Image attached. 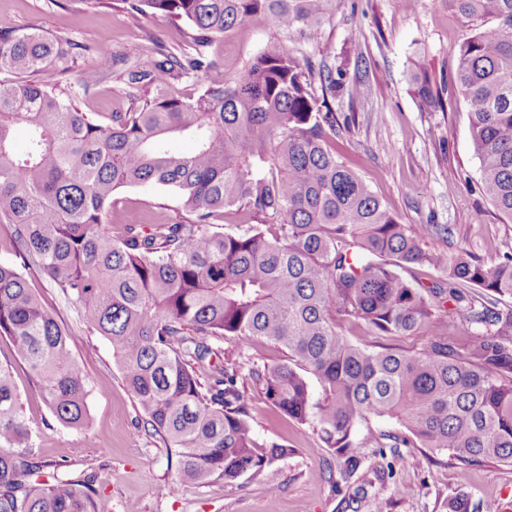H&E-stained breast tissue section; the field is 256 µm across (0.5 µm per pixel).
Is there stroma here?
Instances as JSON below:
<instances>
[{"label": "stroma", "instance_id": "35a3bbf8", "mask_svg": "<svg viewBox=\"0 0 512 512\" xmlns=\"http://www.w3.org/2000/svg\"><path fill=\"white\" fill-rule=\"evenodd\" d=\"M37 31L78 44L94 45L108 37L120 64L98 77L89 92L80 81L96 69L94 56L77 58L70 76L76 101L94 120L135 108L136 98H151L154 86L142 84L125 93L124 59L156 41L176 52L184 46V26L146 15L133 20L107 9H64L59 0H0V28ZM464 24L446 0H338L320 37L311 41L284 34L270 23H251L217 38L208 54L215 70L173 80L170 94L192 98L212 81L232 77L273 42H284L295 56L331 70L341 80L331 98L336 131L329 148L357 172L396 214L401 223L446 224L449 236L426 237L423 247L454 258L463 253L493 262L512 251V218L499 213L480 190L463 98L450 86L455 76ZM426 72L443 99L442 107L423 109L415 96L414 76ZM157 222L185 217L179 197L153 185L119 191L107 221L120 231L133 216ZM31 288L60 323L71 330L75 358L86 377L89 423L72 429L53 421L41 391L8 337L0 336V364L9 367L31 431V451L44 462V476L70 473L95 477V512H446L450 497L467 495L479 512H502L512 504V466L483 463L459 477L449 455L429 461L424 449L355 448L361 460L350 479L330 476L337 463L309 426L288 419L253 386L244 395L253 427L264 438L288 444L293 453L276 463L265 481L245 485L217 482L207 487L180 484L176 494L158 493L175 480L163 440L138 429L142 410L127 387L111 344L80 321L75 302L41 276ZM226 368L250 363L275 364L286 351L257 340L248 347L222 344ZM409 493L400 497L398 486Z\"/></svg>", "mask_w": 512, "mask_h": 512}]
</instances>
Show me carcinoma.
Returning <instances> with one entry per match:
<instances>
[{"instance_id":"1","label":"carcinoma","mask_w":512,"mask_h":512,"mask_svg":"<svg viewBox=\"0 0 512 512\" xmlns=\"http://www.w3.org/2000/svg\"><path fill=\"white\" fill-rule=\"evenodd\" d=\"M152 14L187 26V48L138 52L129 84L158 96L97 124L61 89L74 44L0 28V224L14 227L22 267L0 264V336L38 379L53 418L88 422L86 380L73 335L29 288L47 276L75 299L83 325L104 336L145 422L166 442L178 479L208 486L262 481L293 449L259 438L238 381L250 379L280 412L307 424L357 469L359 426L391 419L404 433L373 432L381 448L413 445L449 453L464 475L477 462L512 465V254L493 264L426 251L446 226L399 222L371 187L327 147L336 115L315 81L336 90L324 69L275 44L230 79L197 97L166 92L215 62L207 48L237 26L271 22L318 38L337 0H76ZM467 27L453 80L466 102L482 190L512 219V0H448ZM102 41L82 50L97 70L114 60ZM416 95L441 105L424 76ZM28 148L14 152L15 128ZM186 136L188 154L166 142ZM176 191L190 218L155 224L137 217L114 239L105 215L121 188ZM229 220L232 231L215 225ZM420 265L447 279L419 288L401 270ZM454 304L479 332L449 336L434 307ZM372 335L423 336L419 350L354 343L346 326ZM265 339L283 362L229 372L213 340ZM321 395L314 397L311 381ZM31 430L0 365V512H95L93 478L54 474L25 452Z\"/></svg>"}]
</instances>
